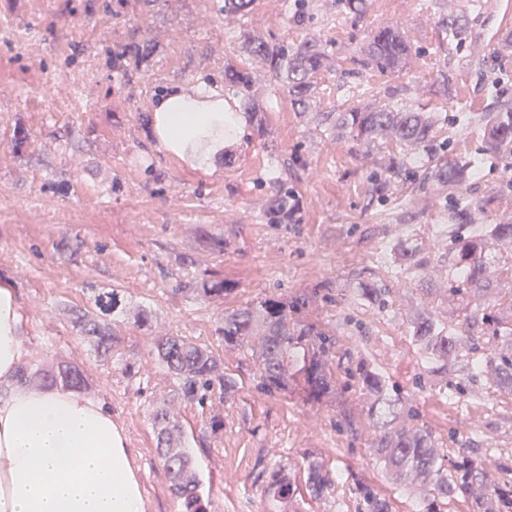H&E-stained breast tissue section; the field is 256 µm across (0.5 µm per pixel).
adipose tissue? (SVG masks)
Instances as JSON below:
<instances>
[{"mask_svg": "<svg viewBox=\"0 0 512 512\" xmlns=\"http://www.w3.org/2000/svg\"><path fill=\"white\" fill-rule=\"evenodd\" d=\"M243 117L212 88H172L157 99L152 131L175 156L209 141L195 157L216 168L236 143ZM17 297L0 284V512H144L142 490L124 431L102 403L61 387H20L24 359Z\"/></svg>", "mask_w": 512, "mask_h": 512, "instance_id": "ef3b65f1", "label": "adipose tissue"}]
</instances>
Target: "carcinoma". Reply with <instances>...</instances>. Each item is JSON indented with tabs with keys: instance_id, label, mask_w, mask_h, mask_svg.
Here are the masks:
<instances>
[{
	"instance_id": "1",
	"label": "carcinoma",
	"mask_w": 512,
	"mask_h": 512,
	"mask_svg": "<svg viewBox=\"0 0 512 512\" xmlns=\"http://www.w3.org/2000/svg\"><path fill=\"white\" fill-rule=\"evenodd\" d=\"M255 0H224V18L231 21L251 12ZM467 12L450 13L442 17L441 28L448 39L463 44L470 36ZM242 48L251 57L264 62L288 86V95L299 112L310 111L313 105L316 74L326 67L328 54L320 41L313 37L299 43L269 44L265 40L245 35ZM411 50L407 39L394 27L378 29L364 55L367 64L383 72L399 70ZM140 45L112 53V65L123 72L128 62L139 56ZM224 83L249 99L252 77L249 72L229 68L224 71ZM490 109L477 117L470 112H458L453 118L440 112H420L399 105V102L343 112L336 119V132L348 134L368 149L396 144L400 152L390 155L371 173L375 194L384 197L397 179L419 183L433 198L456 199L449 218L456 225H435L450 240L448 249V305L458 302H482L497 294V269L502 251L512 254V215L496 224H485L482 215L491 199L466 201L464 193L481 169L482 158H454L447 154L448 143L437 141V127L448 121L466 129L481 139L483 153L512 157V101L495 91L489 92ZM299 205L295 195L285 185L279 186L269 199L265 218L269 224H293ZM387 274L395 280L416 276L419 269L433 270L440 263H431L422 253L421 245L412 236L389 243L381 254ZM91 311L75 312L80 333L100 357H108L118 342L113 325L121 322L130 309L131 297L117 288H99L87 284ZM229 291L220 277L191 279L187 293L203 302H222ZM349 292L384 310L392 302L388 286L375 277L361 279L349 285ZM306 305L305 300L289 302L281 297H266L256 303L224 314L219 328L226 347H245L255 356L256 387L270 394H286L294 385L301 386L308 399L319 402L336 395L335 355L329 335L314 326H302L293 318ZM482 319L492 335L504 341L509 352L498 355H476L477 348L469 345V335L424 309L409 320L412 344L421 354L429 374L441 378L461 356L468 357L470 371L496 384L512 386V304L485 313ZM157 360L175 378L178 395L199 402L216 396L221 401L236 397L237 380L224 373L222 360L206 346L182 336H158L153 344ZM345 385L353 384L368 402V415L378 429L373 443L374 454L385 470L399 481L412 478L429 486L425 512H442L439 503L456 495H469L475 483L482 492L472 497V512H512V466L501 476L479 477L476 458L460 451L448 471L438 465L439 450L431 434L414 423L415 414L405 408L400 391L386 376L364 360L345 369ZM18 382H38L45 387H63L79 392L92 390V382L78 365L63 358L50 365L28 363L20 367ZM156 430L157 448L170 480L172 495L181 512H207L200 481L196 476L189 449L181 442V425L167 409L157 407L150 413ZM304 480L309 496L318 498L332 484L330 472L313 460L308 461ZM298 487L291 482H273L269 495L287 505ZM361 512H393L389 500L367 488H360Z\"/></svg>"
}]
</instances>
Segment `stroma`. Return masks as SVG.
Returning a JSON list of instances; mask_svg holds the SVG:
<instances>
[{"label": "stroma", "mask_w": 512, "mask_h": 512, "mask_svg": "<svg viewBox=\"0 0 512 512\" xmlns=\"http://www.w3.org/2000/svg\"><path fill=\"white\" fill-rule=\"evenodd\" d=\"M468 7L469 0H369L358 19L337 0H309L307 18L294 25L295 0H256L232 21L224 0H0V283L20 301L26 361L61 356L79 364L93 384L89 398L126 432L144 512H180L156 449L149 418L156 406L168 407L183 427L208 512H278L267 493L278 472L300 486L296 512H360L363 485L395 512H423L417 490L396 491L373 453L376 430L358 389L320 402L298 388L269 396L253 382V357L225 347L218 332L224 313L268 296L306 299L299 321L329 330L343 363L363 359L381 370L441 453L470 449L491 478L512 459V387L467 381L459 369L451 379L462 382L464 397L450 401L411 342L412 310L447 311L445 277H436L430 295L412 281H390L393 303L383 310L345 288L371 272L385 276L377 258L396 238L415 235L435 258L448 251L431 231L447 223L446 201L410 184L379 199L370 174L384 151L338 136L336 117L385 103L393 87L404 105L426 112H484L493 81L512 99V50H499L512 41V0H482L472 42L460 46L439 20ZM388 25L412 51L398 72L382 74L365 67L364 48ZM134 34L149 39L151 54L140 69L117 74L112 50ZM245 34L322 42L330 64L315 77L310 111H296L287 87L242 54ZM228 64L250 72L261 112L230 97L244 131L221 167L206 174L165 153L148 118L170 86L223 88ZM347 84L360 95L344 93ZM277 180L296 195L299 223L265 222ZM468 197L488 200L485 223L512 214V160L487 159ZM212 238L223 240V250L210 248ZM213 275L230 286L223 302L180 290ZM89 281L124 291L153 314L150 326L121 325L105 360L93 355L71 315L88 307ZM167 333L219 355L225 373L242 383L235 399L201 406L177 398L175 380L151 352L153 337ZM217 412L224 429L214 436L208 419ZM310 460L333 479L315 500L302 489Z\"/></svg>", "instance_id": "obj_1"}]
</instances>
